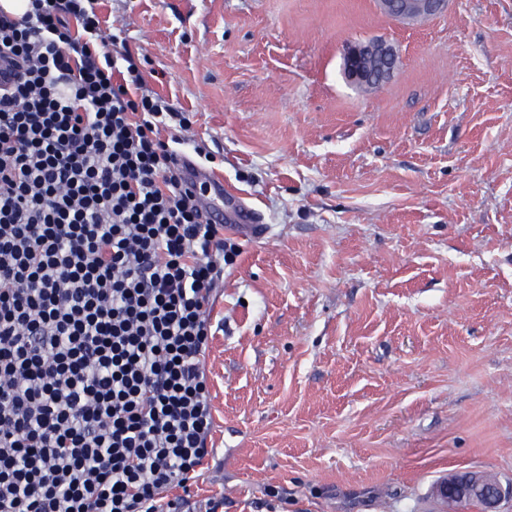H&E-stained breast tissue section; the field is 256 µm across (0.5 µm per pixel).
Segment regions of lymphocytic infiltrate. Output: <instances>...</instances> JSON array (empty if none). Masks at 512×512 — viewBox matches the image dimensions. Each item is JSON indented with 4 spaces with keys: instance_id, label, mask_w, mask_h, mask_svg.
Returning a JSON list of instances; mask_svg holds the SVG:
<instances>
[{
    "instance_id": "1",
    "label": "lymphocytic infiltrate",
    "mask_w": 512,
    "mask_h": 512,
    "mask_svg": "<svg viewBox=\"0 0 512 512\" xmlns=\"http://www.w3.org/2000/svg\"><path fill=\"white\" fill-rule=\"evenodd\" d=\"M98 5L0 8V512H187L213 453L203 360L237 251Z\"/></svg>"
}]
</instances>
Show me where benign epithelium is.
Returning <instances> with one entry per match:
<instances>
[{
  "mask_svg": "<svg viewBox=\"0 0 512 512\" xmlns=\"http://www.w3.org/2000/svg\"><path fill=\"white\" fill-rule=\"evenodd\" d=\"M383 11L393 19H424L441 12L447 0H379ZM394 49L382 40L370 41L348 48L344 56V74L358 85L385 83L397 68ZM438 496L448 504L446 512H465L476 498L484 503L485 512H497L505 495H512V486L504 488L498 480H490L480 472H461L441 480Z\"/></svg>",
  "mask_w": 512,
  "mask_h": 512,
  "instance_id": "benign-epithelium-1",
  "label": "benign epithelium"
}]
</instances>
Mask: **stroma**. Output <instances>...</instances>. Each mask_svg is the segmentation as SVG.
I'll use <instances>...</instances> for the list:
<instances>
[{"instance_id":"35a3bbf8","label":"stroma","mask_w":512,"mask_h":512,"mask_svg":"<svg viewBox=\"0 0 512 512\" xmlns=\"http://www.w3.org/2000/svg\"><path fill=\"white\" fill-rule=\"evenodd\" d=\"M114 55L184 113L163 137L263 220L227 231L205 354L224 512H441L512 484V0H100ZM396 51L388 82L348 46ZM393 19H424L441 12L447 0H378ZM397 63V54L389 44L382 40L370 41L348 48L344 74L358 85L381 86L394 74ZM438 496L448 504L445 512H465L470 503L482 506L486 512H497L496 507L506 493L512 496V485L508 488L498 480H490L480 472H461L448 475L436 488ZM475 498L480 500L473 501ZM473 501V502H472Z\"/></svg>"}]
</instances>
